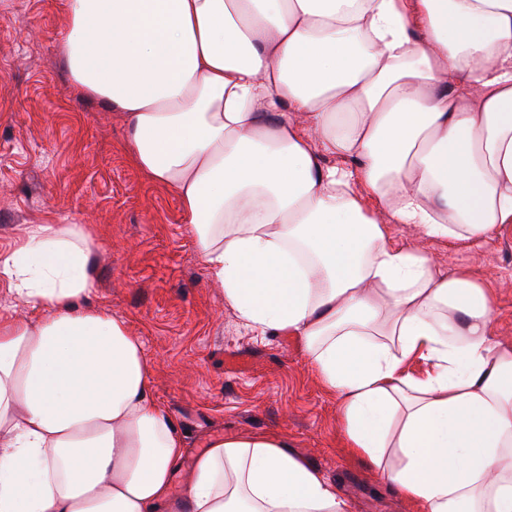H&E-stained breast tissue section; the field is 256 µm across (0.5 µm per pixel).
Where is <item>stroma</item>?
I'll return each instance as SVG.
<instances>
[{
    "mask_svg": "<svg viewBox=\"0 0 512 512\" xmlns=\"http://www.w3.org/2000/svg\"><path fill=\"white\" fill-rule=\"evenodd\" d=\"M66 31L65 0H0V252L32 224L91 227L88 303L120 315L142 341L152 395L184 440L173 498L184 497L214 435L261 432L286 439L352 512H418L349 454L338 397L302 341L256 335L225 307L175 193L129 161L120 116L71 84L60 54ZM425 248L494 285L495 330L512 338V229L477 253L435 239Z\"/></svg>",
    "mask_w": 512,
    "mask_h": 512,
    "instance_id": "obj_1",
    "label": "stroma"
}]
</instances>
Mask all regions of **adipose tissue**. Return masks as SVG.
Instances as JSON below:
<instances>
[{
    "label": "adipose tissue",
    "instance_id": "ef3b65f1",
    "mask_svg": "<svg viewBox=\"0 0 512 512\" xmlns=\"http://www.w3.org/2000/svg\"><path fill=\"white\" fill-rule=\"evenodd\" d=\"M74 87L178 197L224 303L302 339L351 454L419 512H512V341L493 286L394 246L512 226V0H67ZM340 165H333V158ZM377 202L367 208L366 199ZM91 234L0 256V512H169L184 453ZM420 360L424 373L408 365ZM186 512H349L282 438L218 437Z\"/></svg>",
    "mask_w": 512,
    "mask_h": 512
}]
</instances>
